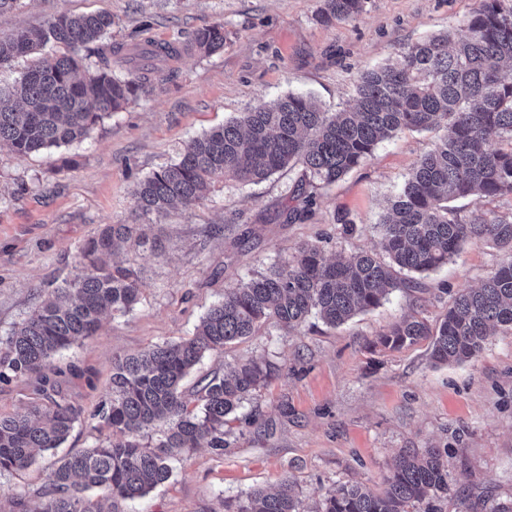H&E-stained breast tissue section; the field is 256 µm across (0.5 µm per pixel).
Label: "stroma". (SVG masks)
I'll return each instance as SVG.
<instances>
[{"label":"stroma","instance_id":"35a3bbf8","mask_svg":"<svg viewBox=\"0 0 512 512\" xmlns=\"http://www.w3.org/2000/svg\"><path fill=\"white\" fill-rule=\"evenodd\" d=\"M323 0H17L0 12V35L43 28L62 14L111 13L109 41L134 53L150 22L155 43L183 40L215 24L224 47L157 65L150 93L105 115L80 142L26 156L0 149V336L72 276L79 246L109 224H137V182L177 161L186 144L260 101L312 95L325 108L353 104L366 70L412 43L458 28L480 0H365L357 19L324 24ZM435 131L399 132L335 184L315 188L304 219L285 207L301 167L258 183L216 184L208 199L153 219L158 255L130 248L122 258L139 275L132 311L106 316L98 333L54 364L59 390L83 410L61 453L112 439L94 413L106 399L115 356L190 336L200 317L255 272L325 238L327 255L380 252V218ZM512 250L474 241L420 285L333 328L309 319L298 332L262 325L255 335L207 353L185 380L260 358L267 385L224 426V448L201 446L172 462L171 479L119 512H238L256 488L291 482L300 512H313L339 485L382 491L404 449L447 450V496L494 512L512 501V330L499 328L460 364H438L429 340L392 350L376 338L405 317L437 325L461 291L479 287ZM58 454L0 477V512L35 504Z\"/></svg>","mask_w":512,"mask_h":512}]
</instances>
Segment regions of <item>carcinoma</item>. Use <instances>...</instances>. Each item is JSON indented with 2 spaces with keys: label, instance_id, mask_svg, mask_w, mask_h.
<instances>
[{
  "label": "carcinoma",
  "instance_id": "carcinoma-1",
  "mask_svg": "<svg viewBox=\"0 0 512 512\" xmlns=\"http://www.w3.org/2000/svg\"><path fill=\"white\" fill-rule=\"evenodd\" d=\"M363 0H324L325 21L353 20ZM112 15L62 14L44 28L0 37V68L48 44L70 53L43 58L22 74L14 90H0V148L25 156L84 139L110 112L152 88L151 69L132 67L123 46L106 36ZM149 57L173 60L213 54L224 47L215 25L174 44H154ZM441 129L433 149L414 164L380 224L387 259L367 252L329 257L307 243L296 253L235 288L201 317L192 337L158 344L112 361L107 398L97 416L112 442L60 458L36 507L21 512H102L85 497L93 491L118 502L149 494L167 482L170 458L200 447L224 449L225 418L271 377L269 364L250 360L187 392L183 381L204 354L251 336L265 323L298 331L313 316L340 326L380 305L396 289L413 288L406 273H428L448 263L469 241L512 249V215L489 217L449 205L512 196V0H481L459 28L432 35L385 66L363 73L351 109L329 110L311 96L290 93L263 102L192 139L180 159L141 180L134 191L139 216L161 217L204 201L219 180L257 182L301 163L311 180L335 183L372 156L381 141L405 130ZM501 146L492 148L490 143ZM293 198L289 220L311 212L313 193ZM150 246L139 224H109L79 248L74 274L54 288L4 338L0 382L35 379L38 400L22 414L0 415V476L35 463L60 447L82 409L62 398L48 375L58 354L97 333L102 316L138 302V273L103 260L123 244ZM512 329V260L484 284L461 292L434 328L402 320L378 343L399 348L431 339L439 364L479 354L492 329ZM155 446L143 443L159 423ZM381 493L358 485L330 490L315 512H412L448 490V470L437 448L399 454ZM291 487L255 489L239 512H299Z\"/></svg>",
  "mask_w": 512,
  "mask_h": 512
}]
</instances>
